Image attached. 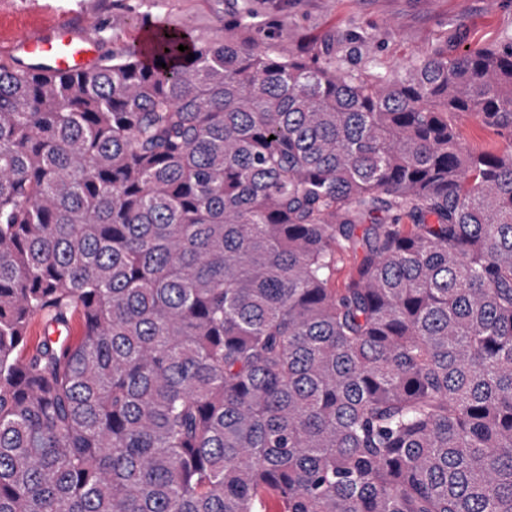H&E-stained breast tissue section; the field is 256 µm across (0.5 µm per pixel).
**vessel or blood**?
I'll list each match as a JSON object with an SVG mask.
<instances>
[{"label":"vessel or blood","mask_w":512,"mask_h":512,"mask_svg":"<svg viewBox=\"0 0 512 512\" xmlns=\"http://www.w3.org/2000/svg\"><path fill=\"white\" fill-rule=\"evenodd\" d=\"M29 60L45 65L57 74L81 73L97 64L95 44L91 38L77 34L65 22H57L52 33L30 31L7 39L0 46V61L10 63Z\"/></svg>","instance_id":"b4317fda"}]
</instances>
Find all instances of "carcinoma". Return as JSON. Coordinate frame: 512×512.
I'll return each instance as SVG.
<instances>
[{"label":"carcinoma","mask_w":512,"mask_h":512,"mask_svg":"<svg viewBox=\"0 0 512 512\" xmlns=\"http://www.w3.org/2000/svg\"><path fill=\"white\" fill-rule=\"evenodd\" d=\"M269 494L512 512V44L354 71L159 24L0 63V512ZM459 127L465 141L475 149H492L497 146L496 137L473 117L463 116L459 120Z\"/></svg>","instance_id":"1"}]
</instances>
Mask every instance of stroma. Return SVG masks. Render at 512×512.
<instances>
[{
  "mask_svg": "<svg viewBox=\"0 0 512 512\" xmlns=\"http://www.w3.org/2000/svg\"><path fill=\"white\" fill-rule=\"evenodd\" d=\"M60 20L93 34L106 55L160 21L190 27L202 43L238 36L282 57L328 44L352 66L370 54L386 69L443 41L455 52L512 43V0H0V35L49 33ZM358 33L370 44L355 41Z\"/></svg>",
  "mask_w": 512,
  "mask_h": 512,
  "instance_id": "obj_1",
  "label": "stroma"
}]
</instances>
